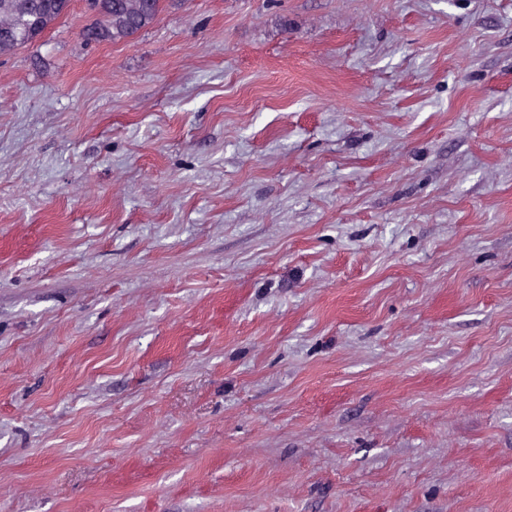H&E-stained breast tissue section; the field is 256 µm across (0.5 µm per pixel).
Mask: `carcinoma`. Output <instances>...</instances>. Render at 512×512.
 I'll list each match as a JSON object with an SVG mask.
<instances>
[{
	"label": "carcinoma",
	"mask_w": 512,
	"mask_h": 512,
	"mask_svg": "<svg viewBox=\"0 0 512 512\" xmlns=\"http://www.w3.org/2000/svg\"><path fill=\"white\" fill-rule=\"evenodd\" d=\"M92 23L87 42L118 43L151 26L160 0H89ZM71 0H0V56L36 42L70 10Z\"/></svg>",
	"instance_id": "obj_1"
}]
</instances>
